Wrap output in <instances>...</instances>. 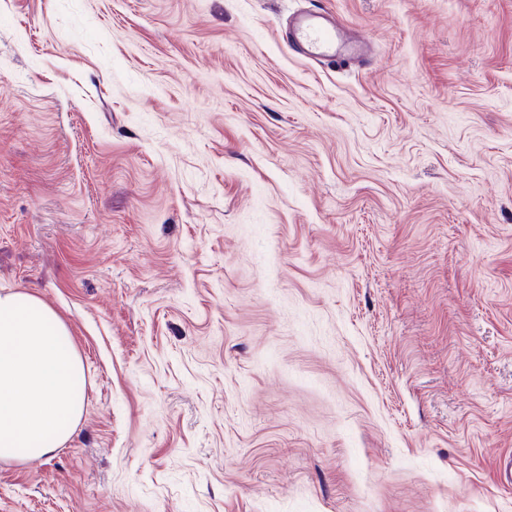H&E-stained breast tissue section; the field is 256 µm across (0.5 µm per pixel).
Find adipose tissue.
I'll return each instance as SVG.
<instances>
[{
	"label": "adipose tissue",
	"instance_id": "1",
	"mask_svg": "<svg viewBox=\"0 0 512 512\" xmlns=\"http://www.w3.org/2000/svg\"><path fill=\"white\" fill-rule=\"evenodd\" d=\"M71 332L35 295L0 293V460H28L67 441L85 405Z\"/></svg>",
	"mask_w": 512,
	"mask_h": 512
}]
</instances>
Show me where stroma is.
<instances>
[{
  "label": "stroma",
  "instance_id": "1",
  "mask_svg": "<svg viewBox=\"0 0 512 512\" xmlns=\"http://www.w3.org/2000/svg\"><path fill=\"white\" fill-rule=\"evenodd\" d=\"M2 288L87 387L0 512H512V0H0ZM279 36L293 54L321 67L333 66L341 54L351 61L368 54L369 45L327 11L297 12L280 29Z\"/></svg>",
  "mask_w": 512,
  "mask_h": 512
}]
</instances>
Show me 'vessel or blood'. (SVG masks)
Wrapping results in <instances>:
<instances>
[{
	"instance_id": "obj_1",
	"label": "vessel or blood",
	"mask_w": 512,
	"mask_h": 512,
	"mask_svg": "<svg viewBox=\"0 0 512 512\" xmlns=\"http://www.w3.org/2000/svg\"><path fill=\"white\" fill-rule=\"evenodd\" d=\"M279 36L293 54L322 67L333 66L343 55L353 61L362 59L369 51L367 43L326 11L291 15Z\"/></svg>"
}]
</instances>
